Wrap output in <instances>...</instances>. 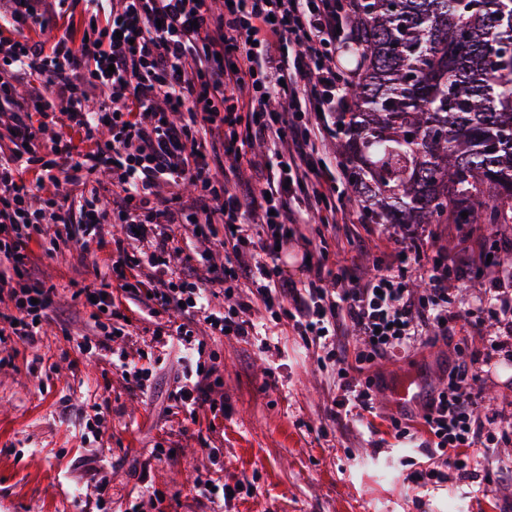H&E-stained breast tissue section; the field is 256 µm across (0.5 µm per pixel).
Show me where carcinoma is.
<instances>
[{"label": "carcinoma", "mask_w": 512, "mask_h": 512, "mask_svg": "<svg viewBox=\"0 0 512 512\" xmlns=\"http://www.w3.org/2000/svg\"><path fill=\"white\" fill-rule=\"evenodd\" d=\"M352 25L338 151L364 217L512 224V0H357Z\"/></svg>", "instance_id": "carcinoma-1"}]
</instances>
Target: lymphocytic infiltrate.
Returning <instances> with one entry per match:
<instances>
[{
  "instance_id": "lymphocytic-infiltrate-1",
  "label": "lymphocytic infiltrate",
  "mask_w": 512,
  "mask_h": 512,
  "mask_svg": "<svg viewBox=\"0 0 512 512\" xmlns=\"http://www.w3.org/2000/svg\"><path fill=\"white\" fill-rule=\"evenodd\" d=\"M90 26L84 41L66 35L47 44L26 37L0 42V106L14 105L8 128L14 145L0 155V254L12 263L15 281L0 274V337L29 343L52 304L53 287L32 279L31 228L66 225L56 198L34 204L35 191L56 182L69 166L71 181L89 185L80 203L83 234L104 244L105 225L138 230L146 252L114 247L123 270L134 273V294L149 296L154 313L178 308L203 314L218 333L257 336L248 317L252 302L277 309L305 342L326 348L338 367L339 393L333 414L342 419L374 410L375 383L366 373L379 362L408 356L439 342L452 344L446 387L431 391L415 422L395 418L396 437H421L424 461L414 483L447 481L469 472L480 448L493 444L491 416H480L473 361L453 338L461 316L449 301L448 284L469 271L512 281V264L484 253L422 259L415 243H400L392 261L376 263V274L359 278L346 267L330 269L325 258L311 263L307 286L297 287L278 268V243L292 225L328 212L331 222L346 214L350 199L329 168L319 142L335 134L337 116L353 109L349 75L336 64L351 43L350 0H86ZM23 73L43 80L34 104L15 105L14 79ZM58 113L59 129L34 122ZM109 130L102 140L101 130ZM231 165H224V158ZM255 174L253 185L226 189L241 165ZM112 172L119 193L108 207L92 183L99 170ZM32 174L25 182L24 174ZM192 183L197 200L181 204L179 188ZM189 224L200 236L226 228L230 249L205 276L173 278L175 227ZM421 263L426 283L410 288L406 273ZM152 270L139 279L142 266ZM230 305L209 309L213 287ZM249 289L251 302L236 299ZM356 332L357 345L347 335ZM162 346L177 344L187 368L174 388L188 411L224 402L201 369L204 341L190 323L160 325Z\"/></svg>"
}]
</instances>
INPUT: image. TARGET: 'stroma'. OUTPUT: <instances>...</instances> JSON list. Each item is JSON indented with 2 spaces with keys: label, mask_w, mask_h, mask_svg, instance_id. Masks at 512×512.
I'll use <instances>...</instances> for the list:
<instances>
[{
  "label": "stroma",
  "mask_w": 512,
  "mask_h": 512,
  "mask_svg": "<svg viewBox=\"0 0 512 512\" xmlns=\"http://www.w3.org/2000/svg\"><path fill=\"white\" fill-rule=\"evenodd\" d=\"M350 223L339 228L313 221L298 225L283 248L281 268L297 286L311 278L309 254L325 252L332 265L373 274L401 225L364 219L350 204ZM424 254L459 253L476 237L512 251V224H413ZM368 238L370 254L352 240ZM35 278L55 288L53 304L35 343H14L0 364V512H99L97 485L107 481L112 512H126L142 497L145 512H512V476L500 473L512 460V354L473 340L478 359L475 387L495 419L499 437L481 449L469 475H449L440 485L417 486L407 473L418 461V440H381L396 410L392 394L408 387L415 399L438 387L448 362L445 344L379 364L372 425L331 415L339 377L325 349L306 345L290 322L254 305L255 322L266 324L264 340L211 335L198 324L207 347L202 357L215 367L224 413L189 416L173 395L182 370L179 351L161 352L153 340L167 314H152L147 302L126 294L96 242L62 238L36 247ZM109 284L130 321L127 335L112 340L106 356L84 358L82 337L100 333L92 309L75 293ZM450 299L467 320L484 322L496 299L491 282L472 274L451 285ZM138 359L158 355L151 388L143 391L113 368L118 353ZM162 460L152 459L154 447ZM252 487L218 506L197 495L194 478Z\"/></svg>",
  "instance_id": "stroma-1"
}]
</instances>
